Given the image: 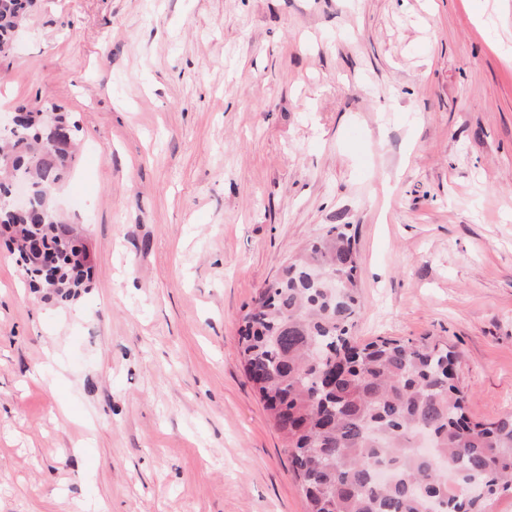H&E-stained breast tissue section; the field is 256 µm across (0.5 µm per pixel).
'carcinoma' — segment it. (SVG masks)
<instances>
[{"label":"carcinoma","instance_id":"cac0c4a2","mask_svg":"<svg viewBox=\"0 0 512 512\" xmlns=\"http://www.w3.org/2000/svg\"><path fill=\"white\" fill-rule=\"evenodd\" d=\"M34 0H0V56L14 49ZM4 130L0 226L37 238L51 264L24 267L29 286L63 303L88 287L91 262L54 205L72 159L51 154L52 127L78 124L55 103ZM16 181L30 187L31 217L3 207ZM357 256L347 225L312 240L262 289L243 316L246 376L285 447L308 512H485L512 494V412L467 415L453 382L457 354L431 337L377 338L358 345Z\"/></svg>","mask_w":512,"mask_h":512}]
</instances>
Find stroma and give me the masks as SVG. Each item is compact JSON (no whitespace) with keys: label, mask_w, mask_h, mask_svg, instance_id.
<instances>
[{"label":"stroma","mask_w":512,"mask_h":512,"mask_svg":"<svg viewBox=\"0 0 512 512\" xmlns=\"http://www.w3.org/2000/svg\"><path fill=\"white\" fill-rule=\"evenodd\" d=\"M47 101L93 276L59 304L0 236V512H306L239 329L335 224L355 340L512 409V0H35L0 113Z\"/></svg>","instance_id":"stroma-1"}]
</instances>
